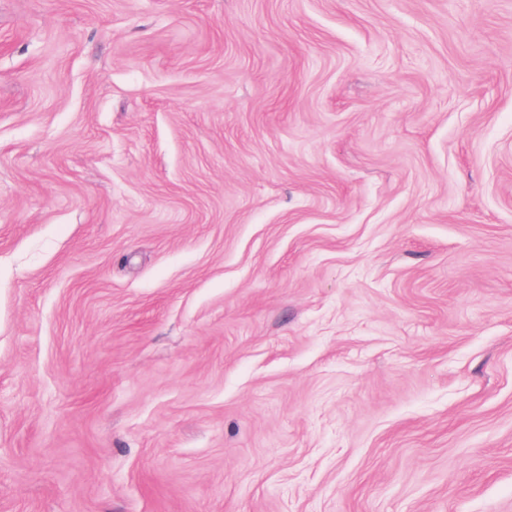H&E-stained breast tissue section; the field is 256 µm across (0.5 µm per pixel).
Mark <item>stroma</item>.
I'll list each match as a JSON object with an SVG mask.
<instances>
[{"mask_svg":"<svg viewBox=\"0 0 512 512\" xmlns=\"http://www.w3.org/2000/svg\"><path fill=\"white\" fill-rule=\"evenodd\" d=\"M0 512H512V0H0Z\"/></svg>","mask_w":512,"mask_h":512,"instance_id":"35a3bbf8","label":"stroma"}]
</instances>
